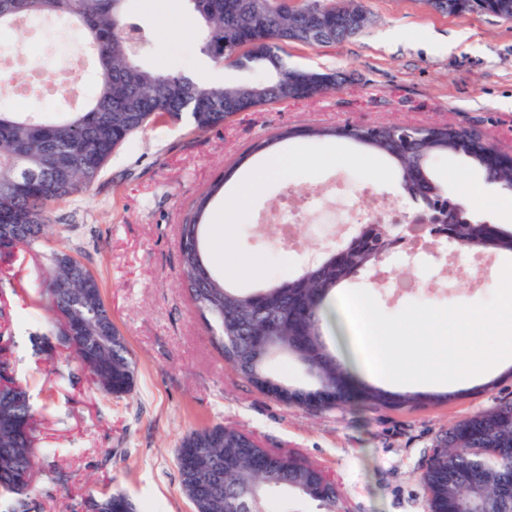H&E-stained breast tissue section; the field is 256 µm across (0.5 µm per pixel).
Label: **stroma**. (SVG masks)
I'll return each mask as SVG.
<instances>
[{
  "mask_svg": "<svg viewBox=\"0 0 512 512\" xmlns=\"http://www.w3.org/2000/svg\"><path fill=\"white\" fill-rule=\"evenodd\" d=\"M368 27L349 41L323 47L291 44L290 66L345 73L337 90L302 101L239 112L203 134L188 119L168 120L133 135L112 156L98 179L60 208L74 214L58 223L47 242L20 256L0 278V301L8 318L0 333L10 337L16 378L27 385L41 420L40 445L69 475L66 485L37 471L31 494L44 512H71L82 495L103 489L128 493L143 512H193L185 495L175 450L188 432L213 425L249 433L259 444L323 469L336 483L339 512H430L423 484L437 436L463 417L512 395V374L494 370L498 385L482 390L465 382L464 396L414 408H373L356 402L346 409L314 412L261 394L241 378L211 342L210 332L181 286L179 224L182 216L225 169L236 167L224 195L210 214L232 206L237 223L206 228L210 263L224 272L226 256L247 264L251 285L270 276L296 274L309 256L347 239L358 217V190L371 186L386 209L410 219L406 197L388 159L345 141L283 143L295 168L266 181L260 194H237L239 178L264 157L253 146L287 127L349 123L410 126L447 124L488 138L512 154V20L478 13L448 15L427 0H360ZM129 22L148 39L139 63L159 71H180L210 83L252 79L249 71L214 63L200 50L192 12L162 16L148 0H126ZM19 79L46 74L52 63H76L73 94L45 96L31 88L21 101L0 104L22 112H52L77 105L89 66L79 42L58 35L56 24L28 38ZM432 172L448 196L460 186L497 198L496 209L477 219L490 224L512 210V191L488 183L461 155H441ZM304 199L300 243L281 242L288 199ZM347 215L343 224L325 223L323 213ZM67 246L82 249L99 278L112 319L138 365L132 394L102 397L89 380L63 382L80 366L69 351L39 350L34 337L49 334L51 322L38 307L49 278L48 256ZM507 257L483 253L470 260L449 247L433 253L397 252L373 270L347 282L368 291L381 310L399 313L410 303L433 306L487 300L496 289Z\"/></svg>",
  "mask_w": 512,
  "mask_h": 512,
  "instance_id": "35a3bbf8",
  "label": "stroma"
}]
</instances>
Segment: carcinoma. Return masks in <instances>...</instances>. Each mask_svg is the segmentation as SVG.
<instances>
[{"mask_svg":"<svg viewBox=\"0 0 512 512\" xmlns=\"http://www.w3.org/2000/svg\"><path fill=\"white\" fill-rule=\"evenodd\" d=\"M125 0H0V33L17 30V20H56L75 31L84 47L94 51V73L82 105L59 118L0 109V222L26 224L28 233L0 264L10 266L17 254L32 250L51 231L53 207L90 187L112 154L134 134L167 116L187 115L194 131L205 133L237 112H252L283 101H302L337 89L344 78L324 71L327 84L304 90L291 81L297 68L288 66L283 47L289 43L324 46L355 37L345 0H322L315 22L312 3L285 14L276 0L261 17L225 0H193L202 32V50L225 67L256 71L266 78L235 84L199 82L181 72H158L136 60L124 20ZM319 24L322 40L303 37L294 28ZM344 140L386 156L411 198L438 200L445 192L429 167L431 157L460 154L483 169L489 181L512 189V169L497 171L487 163L494 145L481 136L444 126L344 125L286 128L253 146L264 152L290 139ZM72 168L70 181L58 184L55 172ZM217 178L179 225L183 285L194 306L208 322L211 340L224 361L260 392L310 410H332L358 398L371 407H416L425 401H452L460 393H395L354 385L344 364L322 340L323 321L336 289L378 261V247L392 250L396 238L359 247L344 244L301 266L285 279L267 280L259 288H239L216 277L203 241L204 217L211 199L222 192ZM455 231L464 252L493 250L512 255V230L490 229L477 223L470 211L453 201ZM64 257L88 270L78 255L56 251L44 308L53 315L63 309H82L77 293L55 287L66 276L59 266ZM112 344L99 347L84 339L75 347L60 342L59 331L41 336L36 346L52 351L62 347L75 356L97 354L102 373L92 382L103 396L120 398L136 386L138 367L126 339L110 324ZM292 361L310 378L289 383L272 372L273 364ZM13 417L31 423L32 435L0 421V449L14 450L15 466L26 477L0 484V497H13L8 512H43L29 495L40 453L37 418L30 399L14 409ZM182 489L196 512H272L273 494L292 491L336 512L338 491L319 467L292 455L263 448L250 435L215 425L192 430L176 449ZM224 469V490L215 503L199 502L192 490L191 471L201 464ZM424 484L431 512H512V399L501 398L489 410L454 422L436 440ZM111 512H138L124 493H103Z\"/></svg>","mask_w":512,"mask_h":512,"instance_id":"1","label":"carcinoma"}]
</instances>
